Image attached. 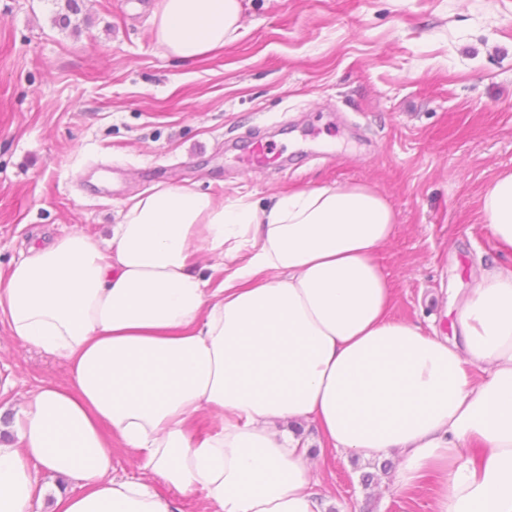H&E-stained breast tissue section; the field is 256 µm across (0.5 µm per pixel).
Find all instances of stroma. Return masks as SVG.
Here are the masks:
<instances>
[{"label": "stroma", "instance_id": "1", "mask_svg": "<svg viewBox=\"0 0 512 512\" xmlns=\"http://www.w3.org/2000/svg\"><path fill=\"white\" fill-rule=\"evenodd\" d=\"M158 0H0V269L71 228L99 240L131 199L167 183L233 200L366 184L400 224L380 261L393 314L452 336L455 299L512 262L485 227L484 190L512 169V0H243L242 29L197 62L165 57ZM264 133L287 169L247 165ZM15 402L66 383L0 321ZM398 458L339 455L320 488L338 512H432L395 486Z\"/></svg>", "mask_w": 512, "mask_h": 512}]
</instances>
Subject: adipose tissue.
<instances>
[{
	"instance_id": "1",
	"label": "adipose tissue",
	"mask_w": 512,
	"mask_h": 512,
	"mask_svg": "<svg viewBox=\"0 0 512 512\" xmlns=\"http://www.w3.org/2000/svg\"><path fill=\"white\" fill-rule=\"evenodd\" d=\"M242 11L159 0L156 43L181 63L206 58ZM482 210L512 253V170ZM397 229L366 185L260 204L160 184L121 210L111 240L73 229L31 245L0 273V315L69 381L14 407L0 512H31L48 474L72 483L51 512H175L148 481L115 476L117 448L205 512H328L319 457L393 452L399 491L435 482L432 512H512V266L485 269L461 299L459 336H432L391 313L378 251ZM205 413L220 425L200 434Z\"/></svg>"
}]
</instances>
